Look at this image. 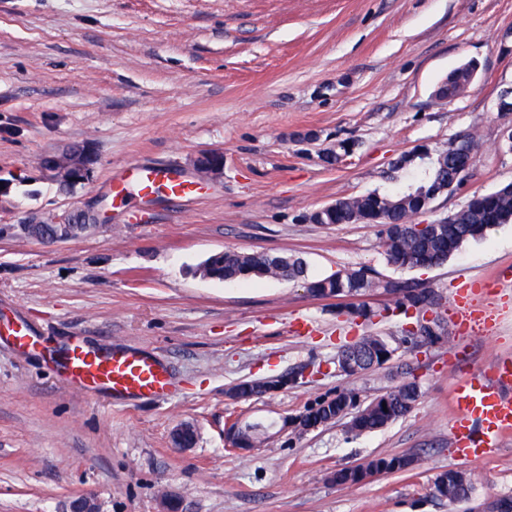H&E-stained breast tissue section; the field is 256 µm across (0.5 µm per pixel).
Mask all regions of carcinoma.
Listing matches in <instances>:
<instances>
[{
  "mask_svg": "<svg viewBox=\"0 0 512 512\" xmlns=\"http://www.w3.org/2000/svg\"><path fill=\"white\" fill-rule=\"evenodd\" d=\"M477 64L468 61L451 72L436 87V92L448 94L453 100L465 92L472 82ZM472 157L455 149L435 150L431 157H417L394 169L389 178L398 187L388 193L370 192L358 197L336 199V209L319 215L323 224H347L352 213L366 224L382 226V246L387 263L402 270H422L439 267L465 243L485 238L501 224H512V186L504 184L495 190L472 195L460 209L448 214L446 224H427L416 221L424 213V202L445 183L460 184ZM207 274L217 281L247 278H273L284 281H304L309 293L321 298L340 297L355 291L369 293L378 288L394 296V309L406 318L420 317L427 310L441 305V296L434 291L399 281H380L363 268L338 270L319 280L306 279V266L295 256L266 252L242 253L227 250L205 260ZM394 350L385 336H363L360 340L341 346L336 353V367L346 358L353 359L357 370L350 374L384 365L381 354ZM240 397L247 398L269 390V383L241 381L234 385ZM420 397V387L414 380H404L367 405L356 407L357 393L341 389L330 399L310 404L295 420V431L302 432L313 424L345 421L347 432L359 436L379 430L404 417ZM413 458L408 455L374 457L368 467L386 472L406 471ZM443 499L451 502L473 491L471 479L457 471L448 470Z\"/></svg>",
  "mask_w": 512,
  "mask_h": 512,
  "instance_id": "carcinoma-1",
  "label": "carcinoma"
}]
</instances>
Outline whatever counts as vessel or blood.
Segmentation results:
<instances>
[{
    "mask_svg": "<svg viewBox=\"0 0 512 512\" xmlns=\"http://www.w3.org/2000/svg\"><path fill=\"white\" fill-rule=\"evenodd\" d=\"M125 179L136 185L145 201L161 190L173 201L186 202L195 195L194 182L167 166H137ZM488 286V281L480 280L472 287L457 289L455 310L461 329L487 321L484 293ZM7 335L17 348L45 354L53 370L73 389L108 392L117 400H161L172 392L167 369L152 355L123 348H95L79 336L54 348L19 320L8 325ZM451 406V434L462 456L479 459L499 448L504 434L512 431V366L504 363L488 374H457Z\"/></svg>",
    "mask_w": 512,
    "mask_h": 512,
    "instance_id": "b4317fda",
    "label": "vessel or blood"
}]
</instances>
